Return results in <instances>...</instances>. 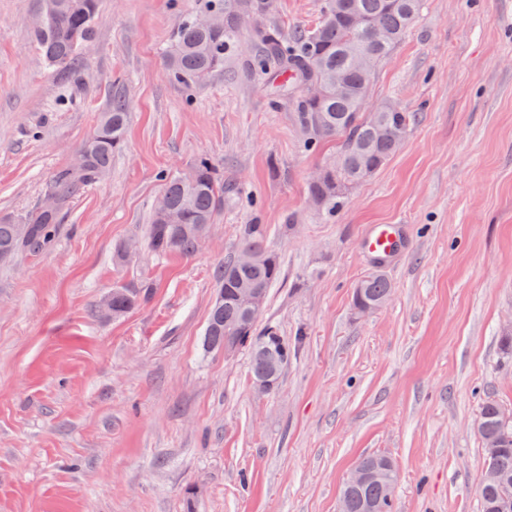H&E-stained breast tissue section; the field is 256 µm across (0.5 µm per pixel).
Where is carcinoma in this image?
I'll list each match as a JSON object with an SVG mask.
<instances>
[{"mask_svg":"<svg viewBox=\"0 0 512 512\" xmlns=\"http://www.w3.org/2000/svg\"><path fill=\"white\" fill-rule=\"evenodd\" d=\"M63 7L48 15L43 25L31 29L33 46L44 64L56 73L72 77L80 73L82 43L94 38L101 0H60ZM262 0H198L195 10L178 18L176 34L167 59L169 78L177 83L202 81L224 68V55L241 49L242 33L236 18L240 13L258 15L249 31V44L259 52V66L275 102L284 101L293 110L295 126L305 151L318 152L334 141L336 154L325 167L326 176L308 184V198L317 199L315 208L332 217L348 189L378 171L396 153L410 124L411 113L387 103L367 110V98L374 74L405 38L418 18L423 0H324L318 21L297 26L285 36L274 21L276 11L263 12ZM200 12L224 16V26L204 29L196 22ZM387 32L379 39L378 31ZM344 77L348 95L336 96L332 81ZM129 120L125 97L116 92L110 108L102 113L94 134L80 146L85 164L56 169L44 192L53 193L57 208H40L24 218L0 216V259L23 253H38L53 242L56 227L73 200L99 182L110 170L112 156L120 150ZM163 181L171 219L153 211L148 224L147 244L157 254L192 255L198 235L213 223L224 206V185L206 157L199 158L186 177L159 173ZM25 226L28 236L19 232ZM261 224H248L240 249L255 255L250 265L229 260L219 271V289L212 304L204 335L208 350H222L228 343L245 349L250 357L252 380L280 375L288 366V338L278 328L260 325V315L248 316L236 300L235 291L248 284L269 294L281 280L282 261L265 245ZM393 286L382 269H374L354 287L352 304L383 307ZM148 299V289L118 288L106 300L109 314L119 318ZM499 404L484 402L477 430L483 447L494 443L484 465H493L506 476L503 483L482 482L479 490L481 512H512V428L498 420ZM386 455H366L356 465L373 474L355 489L342 488L345 512H392L393 499L386 497L383 482L393 481L397 472L388 468Z\"/></svg>","mask_w":512,"mask_h":512,"instance_id":"1","label":"carcinoma"}]
</instances>
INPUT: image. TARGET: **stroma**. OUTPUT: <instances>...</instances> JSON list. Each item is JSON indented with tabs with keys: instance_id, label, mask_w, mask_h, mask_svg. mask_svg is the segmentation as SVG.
Masks as SVG:
<instances>
[{
	"instance_id": "obj_1",
	"label": "stroma",
	"mask_w": 512,
	"mask_h": 512,
	"mask_svg": "<svg viewBox=\"0 0 512 512\" xmlns=\"http://www.w3.org/2000/svg\"><path fill=\"white\" fill-rule=\"evenodd\" d=\"M196 0H104L78 82L31 41L36 0H0V214L23 217L121 86L123 149L73 200L52 246L0 264V512H339L358 457L392 458L395 512H478L486 398L512 410V0H425L375 72L369 108L416 115L335 216L307 199L329 152L303 150L251 51L194 85L170 80ZM207 157L224 207L190 256L146 243L160 172ZM282 259L262 322L299 338L277 389L245 352L202 345L244 225ZM399 224L389 302L361 317L364 236ZM131 249L121 266L115 248ZM150 286L115 319L113 289Z\"/></svg>"
}]
</instances>
